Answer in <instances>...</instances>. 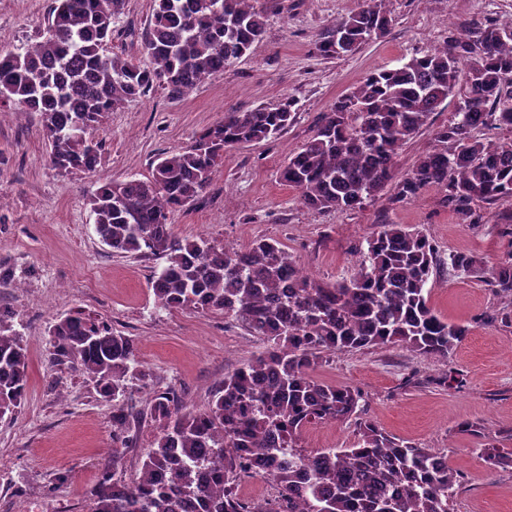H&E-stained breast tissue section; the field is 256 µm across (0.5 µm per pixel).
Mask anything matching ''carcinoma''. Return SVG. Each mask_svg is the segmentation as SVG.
<instances>
[{
    "label": "carcinoma",
    "mask_w": 512,
    "mask_h": 512,
    "mask_svg": "<svg viewBox=\"0 0 512 512\" xmlns=\"http://www.w3.org/2000/svg\"><path fill=\"white\" fill-rule=\"evenodd\" d=\"M141 50L156 67L112 53L126 0H55L47 33L24 51L0 49V103L39 112L50 163L60 172L96 168L94 140L109 115L154 86L182 97L242 59L266 32L269 12L255 0H153ZM386 0H364L315 43L326 58L349 56L383 37L392 18ZM448 123L435 146L395 178L399 149L427 126L447 99ZM294 100L224 113L187 146L153 161L146 179L108 181L89 199L95 231L114 253L163 261L152 280L165 309L220 312L260 337L265 350L213 391L208 408L184 412L183 395H156L149 411L118 403L128 381H145L134 339L81 313L48 327L49 356L115 401L112 437L131 441L130 420L150 417L161 431L130 482L101 475L89 512H450L457 472L433 448L397 438L365 417L363 394L312 376L327 353L402 346L447 359L469 327L429 306L426 286L448 266L484 280L512 307V254L488 265L465 253L439 255L420 229L384 224L367 240L357 272L325 282L300 269L273 238L259 237L241 258L201 237L173 230L175 212L209 187L224 151L274 138L294 122ZM512 128V22L475 21L468 38L445 44L396 68L367 76L317 118L313 135L288 156L280 179L314 211L344 212L394 183L392 201L426 187L464 219L479 203L512 199V142L480 136ZM15 313L0 306V418L21 406L27 387L24 337ZM355 422L350 448L308 453L309 425ZM481 455L493 472L512 470V448L488 442ZM243 474L268 477L277 495L249 500L236 491Z\"/></svg>",
    "instance_id": "cac0c4a2"
}]
</instances>
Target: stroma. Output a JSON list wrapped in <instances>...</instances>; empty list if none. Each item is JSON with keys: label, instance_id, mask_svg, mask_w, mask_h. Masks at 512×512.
Listing matches in <instances>:
<instances>
[{"label": "stroma", "instance_id": "obj_1", "mask_svg": "<svg viewBox=\"0 0 512 512\" xmlns=\"http://www.w3.org/2000/svg\"><path fill=\"white\" fill-rule=\"evenodd\" d=\"M361 0H272L261 42L224 73L189 95L170 97L154 87L112 113L98 134L103 146L95 172L61 174L49 162L50 146L37 112L0 109V269L13 285L0 288L14 329L26 339L28 384L20 410L0 419V512H87L102 473L116 469L133 478L160 424H138L132 447L112 459V401L83 377L51 362L47 327L74 312L108 320L132 337L137 359L150 377L131 382L126 404L143 409L167 388L179 389L188 409H205L211 393L264 343L218 312L158 307L152 278L160 261L112 254L96 234L87 201L107 181L145 179L163 152L186 146L192 136L232 110L295 101V121L277 138L228 150L210 187L195 205L177 212L174 230L236 249L266 236L280 241L313 277L336 281L354 274L367 239L382 224L424 230L441 255L461 251L496 263L512 252V204L481 205L483 223L471 224L440 205L441 191L392 203L385 188L355 209L318 213L279 178L288 156L311 135L321 112L369 73L403 64L464 36L476 19L512 21V0H387L393 22L382 38L356 54L321 57L315 42ZM52 0H0V48L35 41L47 27ZM152 0H128L112 47L145 67L140 37ZM429 305L469 333L449 360L400 347L327 355L319 378L362 391L368 417L388 433L446 455L460 475L453 512H512V470L491 473L480 446L485 439L512 440V319L491 325L480 317L500 301L481 279L437 273L427 287ZM463 388L440 385L447 368ZM479 423L481 435L459 432ZM353 423L308 428L306 451L356 444Z\"/></svg>", "mask_w": 512, "mask_h": 512}]
</instances>
